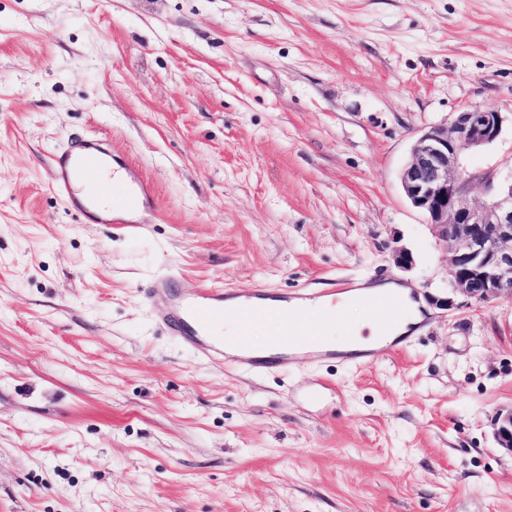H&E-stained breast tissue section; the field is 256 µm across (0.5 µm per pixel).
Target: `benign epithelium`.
<instances>
[{"instance_id": "7a95c632", "label": "benign epithelium", "mask_w": 512, "mask_h": 512, "mask_svg": "<svg viewBox=\"0 0 512 512\" xmlns=\"http://www.w3.org/2000/svg\"><path fill=\"white\" fill-rule=\"evenodd\" d=\"M503 116L488 106L459 112L449 126H431L412 143L401 171L402 190L451 254L453 290L475 302L512 298V172L471 171L468 152L495 142ZM485 200L475 205L474 184ZM498 447L512 454V407L492 420Z\"/></svg>"}]
</instances>
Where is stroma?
<instances>
[{
  "label": "stroma",
  "mask_w": 512,
  "mask_h": 512,
  "mask_svg": "<svg viewBox=\"0 0 512 512\" xmlns=\"http://www.w3.org/2000/svg\"><path fill=\"white\" fill-rule=\"evenodd\" d=\"M472 105L504 124L466 166L512 171V0H0V512H512V299L454 292L399 179ZM74 136L153 182L144 223L50 190ZM167 277L430 312L257 375L167 334ZM492 430L498 447L512 454V407L497 413Z\"/></svg>",
  "instance_id": "35a3bbf8"
}]
</instances>
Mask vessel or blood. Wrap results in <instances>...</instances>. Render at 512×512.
Wrapping results in <instances>:
<instances>
[{"label": "vessel or blood", "instance_id": "obj_1", "mask_svg": "<svg viewBox=\"0 0 512 512\" xmlns=\"http://www.w3.org/2000/svg\"><path fill=\"white\" fill-rule=\"evenodd\" d=\"M117 171L128 178L130 192L112 210H99L97 204L109 198L111 175ZM50 187L71 208L98 224H130L155 206L151 185L133 167L113 157L107 144L96 138L72 140L53 157ZM153 291L168 296L170 303L162 320L197 357L228 356L235 367L257 373L293 365L296 339L300 336L318 356H326L329 336L346 323L335 304L337 294L332 293L278 297L261 285L246 290L207 287L185 293L176 291L172 281L164 279L156 282ZM365 308L381 333L407 313L406 304L397 293L369 298ZM228 318L234 319L241 330L257 321L273 323L275 334L267 350L230 356L234 339L218 333Z\"/></svg>", "mask_w": 512, "mask_h": 512}]
</instances>
